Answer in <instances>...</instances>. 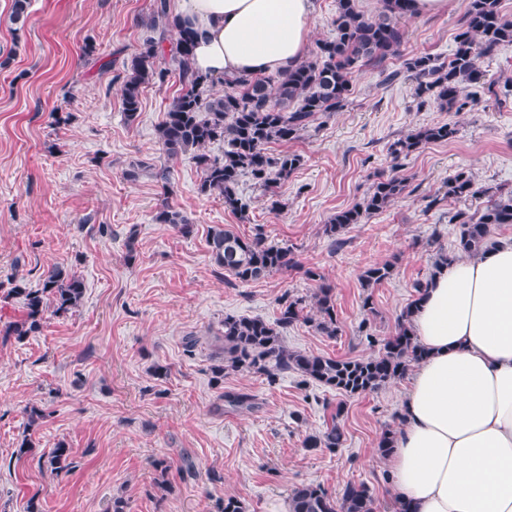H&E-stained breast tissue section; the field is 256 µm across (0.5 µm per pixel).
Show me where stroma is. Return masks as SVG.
Listing matches in <instances>:
<instances>
[{
    "instance_id": "stroma-1",
    "label": "stroma",
    "mask_w": 512,
    "mask_h": 512,
    "mask_svg": "<svg viewBox=\"0 0 512 512\" xmlns=\"http://www.w3.org/2000/svg\"><path fill=\"white\" fill-rule=\"evenodd\" d=\"M469 0L447 11L404 20V43L389 68L405 58H446ZM153 0H31L23 29L11 21L13 0H0V330L24 314L15 279L42 285L57 266L84 283L79 304L47 316L39 333L0 343V512H215L219 500H241L247 512H286L291 489L322 485L340 495L366 485L375 512L395 501L378 442L400 425L398 378L377 391L340 397L295 373L276 385L233 372L216 383L214 338L228 316L275 322L278 298L312 295L304 271L317 269L334 289L338 333L328 337L297 323L282 333L288 348L337 358L377 354L429 278L440 253L456 244L460 210L481 211L484 198L458 203L445 183L458 169L477 183L512 189V104L486 102L467 85L472 109L455 112L421 102L402 74L383 81L368 66L355 71L347 106L318 120L269 153L302 156L301 166L264 192L243 175L238 194L249 209L238 217L221 198L201 193L202 173L187 157L167 159L157 128L180 84L146 86L136 121L122 109L124 66L150 36ZM451 123L453 142L423 145L393 162L389 145L409 131ZM147 168L129 179L131 164ZM168 171L160 181L154 168ZM399 171L408 187L384 211L366 216L333 248L324 233L336 211L361 203L379 176ZM279 207H272V200ZM183 211L192 234L157 223L162 204ZM230 224L245 237L293 249L299 265L240 283L211 260V227ZM394 266L372 289L361 273ZM371 299L372 311L363 308ZM198 344L187 350V337ZM168 369L159 377L155 367ZM247 391L260 406L225 407L223 393ZM44 417L29 424L28 412ZM343 443L306 450L333 410ZM30 439L33 449L21 453ZM71 467L58 472L39 458L58 445ZM170 464L167 474L156 459Z\"/></svg>"
}]
</instances>
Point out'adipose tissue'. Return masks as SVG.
I'll use <instances>...</instances> for the list:
<instances>
[{"label": "adipose tissue", "mask_w": 512, "mask_h": 512, "mask_svg": "<svg viewBox=\"0 0 512 512\" xmlns=\"http://www.w3.org/2000/svg\"><path fill=\"white\" fill-rule=\"evenodd\" d=\"M312 0H177L202 74L301 63ZM425 355L386 464L411 512H512V242L439 268L410 317Z\"/></svg>", "instance_id": "ef3b65f1"}]
</instances>
